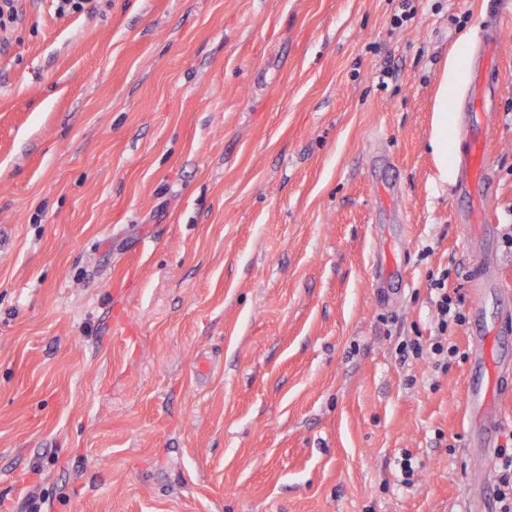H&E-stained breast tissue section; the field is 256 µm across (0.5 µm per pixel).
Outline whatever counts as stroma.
Instances as JSON below:
<instances>
[{"mask_svg": "<svg viewBox=\"0 0 512 512\" xmlns=\"http://www.w3.org/2000/svg\"><path fill=\"white\" fill-rule=\"evenodd\" d=\"M492 6L499 228L512 0H22L0 45V512H464L471 327L444 371L400 344L436 333L433 276L471 288L458 113L448 165L432 140ZM376 224L403 253L393 309ZM57 15H92L98 10L99 0H50Z\"/></svg>", "mask_w": 512, "mask_h": 512, "instance_id": "35a3bbf8", "label": "stroma"}]
</instances>
